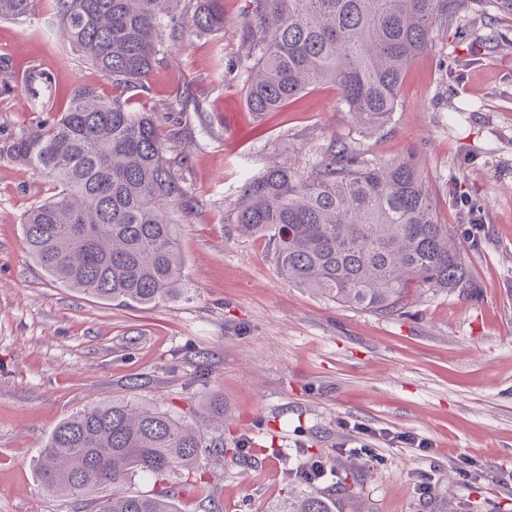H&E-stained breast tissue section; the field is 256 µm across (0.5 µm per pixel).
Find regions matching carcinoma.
Instances as JSON below:
<instances>
[{"instance_id": "obj_1", "label": "carcinoma", "mask_w": 512, "mask_h": 512, "mask_svg": "<svg viewBox=\"0 0 512 512\" xmlns=\"http://www.w3.org/2000/svg\"><path fill=\"white\" fill-rule=\"evenodd\" d=\"M37 0H0L1 19L32 14ZM459 0H252L242 36L251 54L244 94L257 113L279 112L311 86L332 82L363 123L384 127L399 103L403 73L447 21ZM71 51L112 84L73 89L65 106L30 128L0 132V161L27 166L52 194L22 215L37 265L63 285L102 300L157 308L189 298L178 224L197 206L173 171L181 139L175 96L165 113L131 105L149 91L161 39L191 26L224 28L223 0H52ZM46 74L19 85L12 57L0 55V100L21 90L37 96ZM235 224L269 236L274 261L291 284L337 304L400 316L414 292L474 287L461 246L438 220L411 153L373 164L343 141H331L306 174L270 168L246 184ZM210 429L133 398L92 404L59 422L36 456L41 485L74 498L100 489L92 512H179L170 474L196 475L201 450L236 456L220 442L224 398L206 408ZM151 477L153 494L124 489ZM283 512H333L317 492L288 500Z\"/></svg>"}]
</instances>
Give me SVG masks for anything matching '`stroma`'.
<instances>
[{
  "mask_svg": "<svg viewBox=\"0 0 512 512\" xmlns=\"http://www.w3.org/2000/svg\"><path fill=\"white\" fill-rule=\"evenodd\" d=\"M251 8L224 0L222 32L185 28L159 54L142 101L162 112L176 94L189 100L172 156L198 202L179 226L190 299L144 309L49 278L20 217L50 185L0 161V512H90L34 473L61 419L130 397L199 424L215 395L225 447H249L205 461L206 493L170 475L181 512H282L309 491L329 493L334 512H512V19L490 0H460L406 69L390 124L372 131L330 83L282 111H249L240 62ZM0 54L17 77H50L37 100L0 102L1 130L31 126L76 85L112 93L72 54L46 2L26 20H0ZM334 140L375 163L415 155L474 291L428 290L392 317L342 307L288 284L268 238L237 232L247 180L282 164L307 173ZM381 430L426 439L428 456ZM364 443L377 461L353 455ZM317 460L322 478L296 477ZM432 464L433 488L420 493L416 475ZM340 478L349 493L337 491Z\"/></svg>",
  "mask_w": 512,
  "mask_h": 512,
  "instance_id": "stroma-1",
  "label": "stroma"
}]
</instances>
